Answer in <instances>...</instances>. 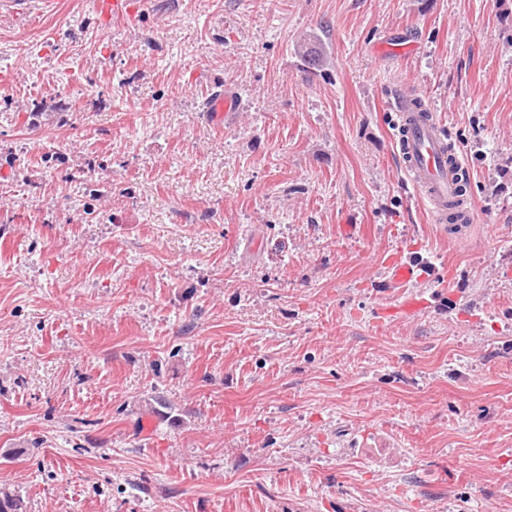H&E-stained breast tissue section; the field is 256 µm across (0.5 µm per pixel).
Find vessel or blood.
Returning a JSON list of instances; mask_svg holds the SVG:
<instances>
[{"label":"vessel or blood","instance_id":"1","mask_svg":"<svg viewBox=\"0 0 512 512\" xmlns=\"http://www.w3.org/2000/svg\"><path fill=\"white\" fill-rule=\"evenodd\" d=\"M389 109L404 173L432 223H475L476 212L463 194L465 158L450 150L447 133L433 113L421 111L411 97L401 95L390 100ZM386 270L392 288L417 285L437 275L430 263L405 260L398 254L388 258Z\"/></svg>","mask_w":512,"mask_h":512}]
</instances>
